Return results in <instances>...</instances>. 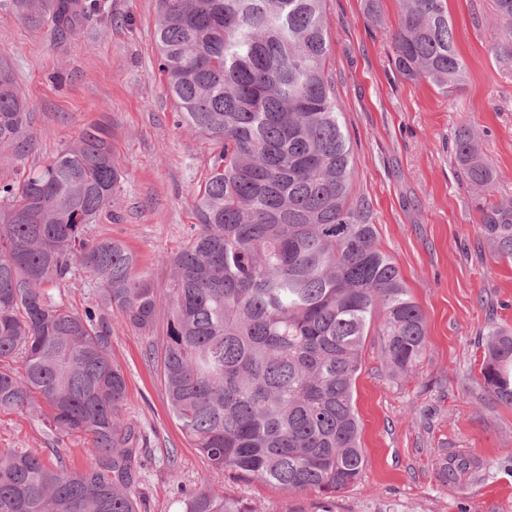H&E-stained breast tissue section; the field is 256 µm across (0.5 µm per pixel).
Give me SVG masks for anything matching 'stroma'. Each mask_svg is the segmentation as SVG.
Instances as JSON below:
<instances>
[{
    "label": "stroma",
    "mask_w": 512,
    "mask_h": 512,
    "mask_svg": "<svg viewBox=\"0 0 512 512\" xmlns=\"http://www.w3.org/2000/svg\"><path fill=\"white\" fill-rule=\"evenodd\" d=\"M112 23L59 38L0 10V54L12 63L32 114L38 165L89 124H110L122 174L118 220L90 225L92 237L122 239L159 288L170 281L163 256L183 245L195 222L193 198L211 143L179 122L158 64L156 0H105ZM468 77L444 93L397 76L391 64L399 0H326L328 69L353 147L352 191L364 198L377 244L399 268L427 321L420 363L389 373L377 337L367 336L356 380L362 478L337 494L333 512H512V408L479 387L481 342L492 328L512 331V261L478 229L499 210L512 219V61L496 57L492 0H444ZM470 124L497 174L491 191L459 174L454 133ZM147 337L112 335V357L127 382L122 417L142 428V512H180L182 488L207 483L251 502L258 512H314V495H291L257 479L208 469L172 418ZM62 454L81 470L91 454L83 437L48 435L27 411L0 413V450ZM465 450L480 482L443 478L439 459Z\"/></svg>",
    "instance_id": "1"
}]
</instances>
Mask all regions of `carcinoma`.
Here are the masks:
<instances>
[{
    "instance_id": "obj_1",
    "label": "carcinoma",
    "mask_w": 512,
    "mask_h": 512,
    "mask_svg": "<svg viewBox=\"0 0 512 512\" xmlns=\"http://www.w3.org/2000/svg\"><path fill=\"white\" fill-rule=\"evenodd\" d=\"M496 56L512 60V0H493ZM32 25L74 33L100 0H0ZM159 69L181 123L212 142L194 199L197 223L166 256L170 303L159 363L171 415L216 471L312 493L318 512L366 468L354 403L361 347L377 325L394 374L423 355L425 316L398 267L376 244L370 207L352 195L353 153L325 70L324 0H157ZM395 72L449 92L463 79L443 0H402ZM13 68L0 56V412L25 409L51 434L86 436L91 458L70 472L26 448L0 451V512H139L140 431L122 419L126 377L112 361L118 325L154 335L159 287L112 237L87 238L116 219L119 164L112 131L86 128L49 161L25 167L36 144ZM455 157L466 181L491 188L494 171L462 125ZM512 258V224L480 225ZM89 273L97 303L53 300L73 269ZM478 384L512 407V333L489 331ZM477 481L462 452L448 477ZM182 512H255L208 486L183 492Z\"/></svg>"
}]
</instances>
